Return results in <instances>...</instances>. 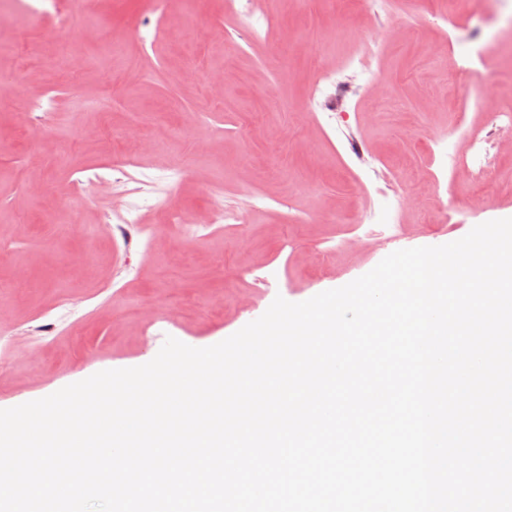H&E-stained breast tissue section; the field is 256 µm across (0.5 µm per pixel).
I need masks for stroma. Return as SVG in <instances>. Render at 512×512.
<instances>
[{
  "label": "stroma",
  "mask_w": 512,
  "mask_h": 512,
  "mask_svg": "<svg viewBox=\"0 0 512 512\" xmlns=\"http://www.w3.org/2000/svg\"><path fill=\"white\" fill-rule=\"evenodd\" d=\"M249 8L169 0L148 52L128 34L146 0H76L69 23L0 21V409L146 364L169 336L214 345L275 297L302 302L386 254L512 218V138L493 136L490 188L449 176L446 158L462 148L457 120L485 125L476 92L452 78L458 65L491 71L493 104L512 109V59L480 55L465 21L505 22L512 6L394 0L377 19L362 0ZM63 46L86 59L78 76ZM336 69L355 92L345 119L310 109L316 79ZM131 134L152 155L67 206L76 172L122 161ZM131 205L148 241L102 222ZM215 207L244 223L186 235L168 221Z\"/></svg>",
  "instance_id": "35a3bbf8"
}]
</instances>
